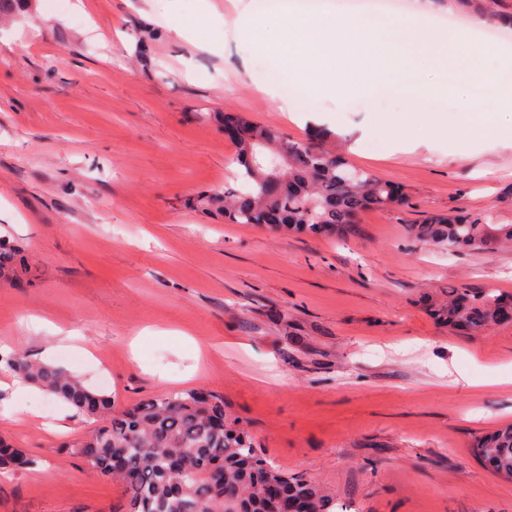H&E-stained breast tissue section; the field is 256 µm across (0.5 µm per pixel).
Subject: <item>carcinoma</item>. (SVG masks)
Here are the masks:
<instances>
[{"mask_svg":"<svg viewBox=\"0 0 512 512\" xmlns=\"http://www.w3.org/2000/svg\"><path fill=\"white\" fill-rule=\"evenodd\" d=\"M239 121L248 136L238 142L234 184L198 200L204 209L223 213L229 224L263 226L266 215L277 211L280 223L270 229L347 238L359 234L364 210L408 205L403 190L333 154L324 132L290 141L269 127L243 117ZM264 155L288 156L281 171L287 191L272 183ZM408 233L450 252L492 254L512 244V224L498 223L492 209L430 214L408 225ZM510 301L511 294L453 285L436 315L451 330L476 332L499 323L502 306ZM0 361L98 423L89 435L61 446V452L117 479L127 496V512H273L266 494L274 488L305 512L333 508L314 481L290 475L259 455L246 424L212 391L182 389L118 410L109 395L59 366L37 363L22 351ZM474 453L486 468L511 479L512 424L476 438ZM37 464V457L0 441V470L23 471Z\"/></svg>","mask_w":512,"mask_h":512,"instance_id":"cac0c4a2","label":"carcinoma"}]
</instances>
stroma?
Returning <instances> with one entry per match:
<instances>
[{
    "label": "stroma",
    "instance_id": "35a3bbf8",
    "mask_svg": "<svg viewBox=\"0 0 512 512\" xmlns=\"http://www.w3.org/2000/svg\"><path fill=\"white\" fill-rule=\"evenodd\" d=\"M64 2L0 14V242L22 278H0V353L50 351L119 408L212 390L333 512H512V480L473 455L512 423V322L467 335L431 314L452 285L512 291V247L451 254L407 233L492 205L512 224V144L413 122L393 140L415 106L371 90L308 110L270 96L287 64L224 36L253 0ZM228 113L328 132L408 206L363 211L350 240L225 223L196 199L236 168ZM11 379L0 438L40 464L0 475V512H118L120 483L59 450L93 421Z\"/></svg>",
    "mask_w": 512,
    "mask_h": 512
}]
</instances>
